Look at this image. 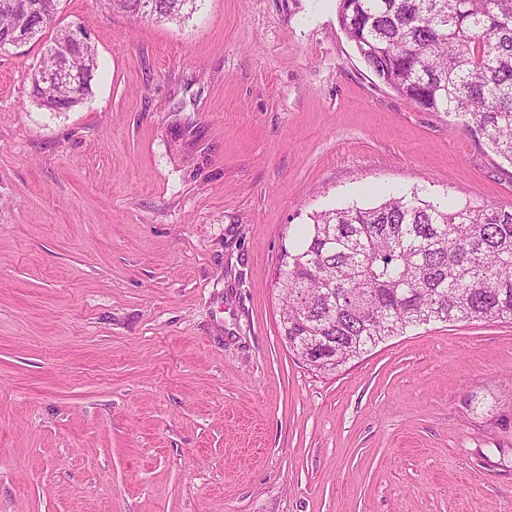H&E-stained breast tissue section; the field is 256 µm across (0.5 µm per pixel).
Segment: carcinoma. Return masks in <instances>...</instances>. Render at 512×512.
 I'll list each match as a JSON object with an SVG mask.
<instances>
[{
    "label": "carcinoma",
    "instance_id": "cac0c4a2",
    "mask_svg": "<svg viewBox=\"0 0 512 512\" xmlns=\"http://www.w3.org/2000/svg\"><path fill=\"white\" fill-rule=\"evenodd\" d=\"M60 0H0V48L53 26ZM139 18L179 22L195 0H112ZM338 23L378 80L463 126L512 164V0H347ZM71 60L97 69L91 43ZM92 87L48 100L66 112ZM281 329L297 359L337 371L411 326L512 322V210L450 207L413 192L324 210L281 255Z\"/></svg>",
    "mask_w": 512,
    "mask_h": 512
}]
</instances>
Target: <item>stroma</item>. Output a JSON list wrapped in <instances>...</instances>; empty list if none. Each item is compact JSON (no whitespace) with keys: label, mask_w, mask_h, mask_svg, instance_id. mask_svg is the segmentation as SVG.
Segmentation results:
<instances>
[{"label":"stroma","mask_w":512,"mask_h":512,"mask_svg":"<svg viewBox=\"0 0 512 512\" xmlns=\"http://www.w3.org/2000/svg\"><path fill=\"white\" fill-rule=\"evenodd\" d=\"M98 59L0 50V512H512V323H431L333 374L280 336L315 213L512 209V164L378 81L337 0H62ZM113 5L133 16L180 22L185 19L187 5L195 0H112ZM69 27L60 28L56 31L55 36L51 38V44L47 46L46 52L49 53L50 49L61 41L67 34ZM87 40L86 34L80 29L70 30L68 41L58 44L51 51V54L60 58H65L71 54V60L74 64L81 68L93 69L94 72L97 69V59L94 47L90 42L81 44ZM80 43L73 45L70 48V44ZM70 48V52H69ZM44 53V54H45ZM79 67H69L67 63L63 62L62 65H57L51 70H42L40 78L43 80V88L49 90L50 93H54L56 87L59 84H66L68 86L59 89L58 94L48 100H41L33 94V85L38 82L40 72L33 70L31 73V95L34 101L41 107L52 111V112H66L71 108L79 104L84 98H86L92 91L91 84L76 93L71 89L70 86L77 84L78 82H86L92 79V75L88 70L80 69Z\"/></svg>","instance_id":"stroma-1"}]
</instances>
